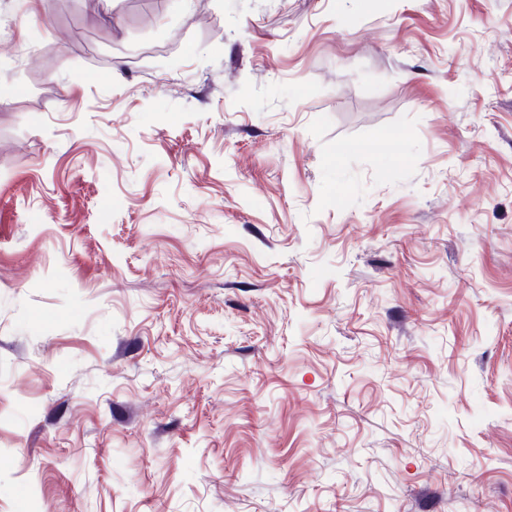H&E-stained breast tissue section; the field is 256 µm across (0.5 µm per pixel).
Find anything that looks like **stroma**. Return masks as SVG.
Wrapping results in <instances>:
<instances>
[{
  "label": "stroma",
  "instance_id": "35a3bbf8",
  "mask_svg": "<svg viewBox=\"0 0 512 512\" xmlns=\"http://www.w3.org/2000/svg\"><path fill=\"white\" fill-rule=\"evenodd\" d=\"M0 512H512V0H0Z\"/></svg>",
  "mask_w": 512,
  "mask_h": 512
}]
</instances>
